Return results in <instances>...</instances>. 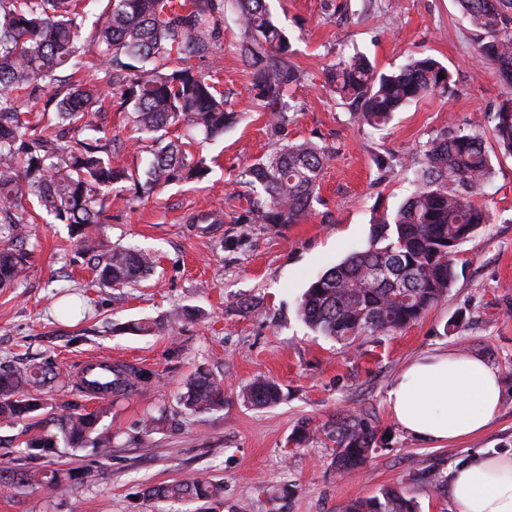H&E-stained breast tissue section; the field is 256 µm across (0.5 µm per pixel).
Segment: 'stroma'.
<instances>
[{"mask_svg": "<svg viewBox=\"0 0 512 512\" xmlns=\"http://www.w3.org/2000/svg\"><path fill=\"white\" fill-rule=\"evenodd\" d=\"M305 82L287 98L289 122L280 138L250 86L233 8H226L211 75L227 106L243 115L223 138L198 140L208 175L137 197L116 188L102 226L115 247L153 254L152 275L133 288L98 287L95 274L68 240L66 225L36 224L23 282L0 292V368L66 371L87 352L151 372L131 396L106 400L102 448L60 447L41 469L79 472L65 493L0 480V512H344L347 504L399 486L417 512H457L445 488L428 476L448 475L482 451L512 454V157L497 156L492 115L506 88L476 55L472 28L456 0H268ZM365 55L380 72L431 56L448 68V93L412 103L382 129L353 119L324 83L327 65ZM101 124L124 146L130 167L145 166L127 113L109 110ZM477 130L495 174L483 203L490 212L459 248L447 295L415 324L388 336L345 344L312 333L297 304L309 283L364 249L373 219L409 195L427 143L444 133ZM310 140L331 158L306 216L271 230L257 221L243 173L280 142ZM200 212L212 224H195ZM253 303L242 311L239 299ZM177 308L192 318L140 336L131 323L166 318ZM481 357L503 384L499 412L487 432L453 443H425L390 416L386 396L411 359L444 351ZM204 369L224 387V406L182 413L186 380ZM277 382L281 402L257 409L242 399L255 378ZM356 416L376 432L366 464L336 469L326 437ZM159 423L150 435L140 424ZM313 439L297 441L301 426ZM34 419L0 423V461L19 468L25 442L39 434ZM202 475L224 495L204 508L142 496V489Z\"/></svg>", "mask_w": 512, "mask_h": 512, "instance_id": "obj_1", "label": "stroma"}]
</instances>
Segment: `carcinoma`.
I'll return each mask as SVG.
<instances>
[{
	"instance_id": "carcinoma-1",
	"label": "carcinoma",
	"mask_w": 512,
	"mask_h": 512,
	"mask_svg": "<svg viewBox=\"0 0 512 512\" xmlns=\"http://www.w3.org/2000/svg\"><path fill=\"white\" fill-rule=\"evenodd\" d=\"M245 43L252 88L269 113L277 135L288 121L285 91L302 80L288 58L287 37L272 19L266 0H234ZM475 35V52L512 90V0H457ZM86 17L82 0H0V288H15L26 277L31 253L23 248L36 203L70 227V243L94 269L104 288L141 282L153 268L151 253L112 248L100 237L106 197L115 185L131 182L142 194L197 180L207 172L186 143L156 139L152 158L140 176L121 163V149L103 135L97 119L106 102L133 114L137 128L158 133L180 126L192 138L218 137L235 126L239 114L224 108V95L200 62L213 63L224 22V0H108L92 23L100 61L85 60L78 46ZM325 82L359 123L378 129L408 103L446 93L451 75L432 57L410 60L388 73H376L364 57L340 59L325 71ZM41 83L55 85L41 107H25L17 92ZM498 150L512 156V97L493 114ZM75 130L94 135L73 139ZM330 153L311 141L291 143L257 159L245 171L258 192V220L273 228L295 224L310 210ZM494 174L482 138L459 131L435 137L414 173L415 189L392 213L372 225L367 248L351 254L313 280L298 314L314 333L338 341L398 332L420 320L444 298L455 278V256L488 223L477 196ZM145 371H123L119 394L149 382ZM49 381L33 369L0 371V420L28 417L44 409L39 395ZM280 387L256 379L243 394L255 407L281 400ZM188 413L224 406V389L208 372L198 371L179 397ZM102 412H72L43 419L57 432L25 442L30 467L20 483L41 484L51 494L71 488L79 475L62 470L47 476L41 461L59 443L70 448L103 447L98 432ZM336 444V466L352 473L365 464L375 433L352 419L327 433ZM223 486L189 477L148 488L154 499L207 502ZM345 512H415L399 487L354 501Z\"/></svg>"
}]
</instances>
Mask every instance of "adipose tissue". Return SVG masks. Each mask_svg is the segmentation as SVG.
I'll list each match as a JSON object with an SVG mask.
<instances>
[{
    "label": "adipose tissue",
    "mask_w": 512,
    "mask_h": 512,
    "mask_svg": "<svg viewBox=\"0 0 512 512\" xmlns=\"http://www.w3.org/2000/svg\"><path fill=\"white\" fill-rule=\"evenodd\" d=\"M386 402L409 435L442 443L486 431L500 407L501 383L480 358L439 352L406 364ZM448 495L458 512H512V455L482 452L458 465Z\"/></svg>",
    "instance_id": "adipose-tissue-1"
}]
</instances>
